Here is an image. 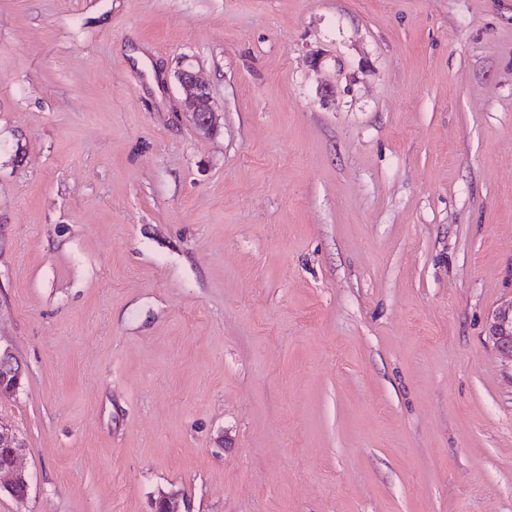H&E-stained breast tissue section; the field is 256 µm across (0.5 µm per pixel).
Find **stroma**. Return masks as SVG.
I'll return each mask as SVG.
<instances>
[{"mask_svg":"<svg viewBox=\"0 0 512 512\" xmlns=\"http://www.w3.org/2000/svg\"><path fill=\"white\" fill-rule=\"evenodd\" d=\"M510 300L512 0H0V512H512ZM176 80L184 95V103L193 123L203 132L217 125L218 109L208 87L199 80L190 64H183L176 73ZM490 333L499 351L512 358V302L494 314ZM22 377L21 367L7 351L0 352V395L15 391ZM0 465L6 462L8 450L10 456L7 464L0 466V492L5 493L17 501H23L29 493V482L20 465V459L25 448L13 429L0 422Z\"/></svg>","mask_w":512,"mask_h":512,"instance_id":"stroma-1","label":"stroma"}]
</instances>
